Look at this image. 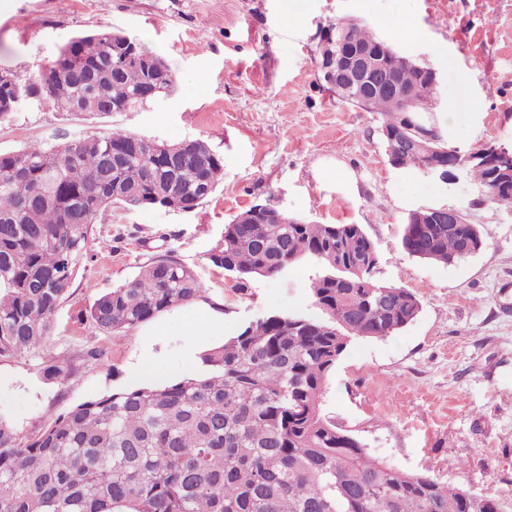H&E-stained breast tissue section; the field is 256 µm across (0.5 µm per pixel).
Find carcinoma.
I'll return each mask as SVG.
<instances>
[{
    "label": "carcinoma",
    "mask_w": 512,
    "mask_h": 512,
    "mask_svg": "<svg viewBox=\"0 0 512 512\" xmlns=\"http://www.w3.org/2000/svg\"><path fill=\"white\" fill-rule=\"evenodd\" d=\"M355 48L369 51L403 90L434 101L435 80L422 66L384 49L355 22L333 23ZM150 57L146 67L135 57ZM174 72L159 54L120 33L80 36L26 84L0 82V118L8 101L51 104L63 112H130L149 81L164 92ZM346 104L383 116L385 131L402 124L393 98L372 90ZM466 176L486 199L512 210V178L466 155ZM399 168L428 172L421 153L395 158ZM224 163L199 139L157 142L116 129L57 146L31 144L0 153V357L29 353L47 340L52 319L70 296L88 258L93 224L114 206L190 211L213 193ZM271 205L245 210L224 226L210 261L244 282L278 277L307 259L312 319L268 315L247 324L201 358L200 377L161 387L118 389L77 405L35 434L0 419V512H500L477 497L371 456L358 439L321 412L328 378L355 338H387L419 314L414 293L373 279L374 242L359 224L277 222ZM474 224H433L410 214L402 247L419 259L465 258ZM205 292L176 256H157L94 301L87 319L98 329L129 332ZM66 356L44 366L68 377Z\"/></svg>",
    "instance_id": "carcinoma-1"
}]
</instances>
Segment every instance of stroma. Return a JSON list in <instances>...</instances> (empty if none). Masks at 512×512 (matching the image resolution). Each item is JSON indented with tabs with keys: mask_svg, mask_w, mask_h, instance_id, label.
I'll return each instance as SVG.
<instances>
[{
	"mask_svg": "<svg viewBox=\"0 0 512 512\" xmlns=\"http://www.w3.org/2000/svg\"><path fill=\"white\" fill-rule=\"evenodd\" d=\"M405 18L414 33L400 40L394 27ZM336 21L369 27L435 71L428 119L450 144L512 146V0H0V69L19 83L99 30L140 40L175 74L172 92L132 112L25 105L0 120V152L123 129L159 142L201 139L224 161L223 181L192 211L115 207L93 225L90 258L46 346L0 357V415L32 434L85 401L138 386L135 365L151 367L153 386L199 375L187 350L204 354L226 336L218 325L192 333L202 306L235 329L268 313L321 318L310 262L241 285L209 260L225 224L271 203L316 224L361 225L377 249L374 280L421 303L394 336L349 344L323 414L372 456L512 512V211L485 201L469 179L446 184L390 165L381 115L339 101L318 73L322 33ZM431 207L462 211L480 231V250L451 264L406 253L408 215ZM169 250L199 276L202 304L130 332L104 333L82 319L96 298ZM94 348L102 358L88 357ZM57 354L71 360L67 379L43 372Z\"/></svg>",
	"mask_w": 512,
	"mask_h": 512,
	"instance_id": "35a3bbf8",
	"label": "stroma"
}]
</instances>
